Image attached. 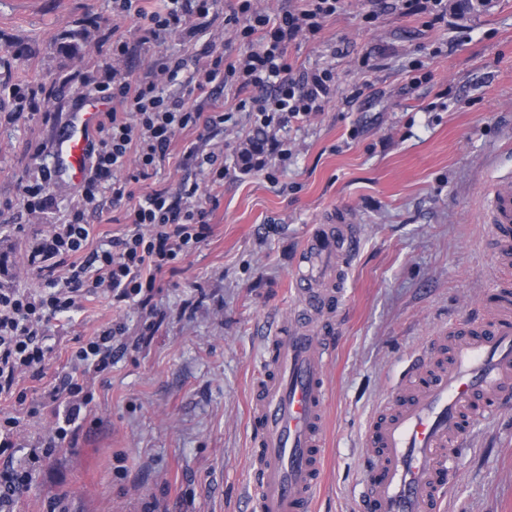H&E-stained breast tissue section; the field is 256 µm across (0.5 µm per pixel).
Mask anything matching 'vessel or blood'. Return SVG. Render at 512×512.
Instances as JSON below:
<instances>
[{
	"label": "vessel or blood",
	"mask_w": 512,
	"mask_h": 512,
	"mask_svg": "<svg viewBox=\"0 0 512 512\" xmlns=\"http://www.w3.org/2000/svg\"><path fill=\"white\" fill-rule=\"evenodd\" d=\"M98 122L77 112L54 145V170L80 182ZM489 245L512 265V180L497 181L487 197ZM361 244L348 213L316 225L301 248L293 286L302 304L271 336L274 371L254 386L251 419L256 448L248 496L252 512H314L326 460L329 384L326 364L334 338L332 313L342 281ZM447 366L430 371L423 355L405 384L373 416L365 443L373 451L362 512H440L448 462L465 429L512 406V283L481 323L459 321L436 337Z\"/></svg>",
	"instance_id": "b4317fda"
}]
</instances>
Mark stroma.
I'll return each instance as SVG.
<instances>
[{
  "instance_id": "obj_1",
  "label": "stroma",
  "mask_w": 512,
  "mask_h": 512,
  "mask_svg": "<svg viewBox=\"0 0 512 512\" xmlns=\"http://www.w3.org/2000/svg\"><path fill=\"white\" fill-rule=\"evenodd\" d=\"M366 0H344L316 36L289 45L293 70L327 67L336 93L323 112L291 121L277 137L286 167L241 175L238 141L253 120L234 86L212 106L231 113L224 129L180 138L169 160L136 191L180 193L209 174L180 162L184 145L221 153L229 173L213 189V232L175 261L156 296L164 311L147 343V317L103 293L50 318L52 353L42 380L21 378L27 406L41 405L0 469L32 477L0 512H242L252 481L253 385L267 372V338L298 304L290 276L302 242L332 210L352 213L361 251L334 316L329 456L317 512H359L367 466L366 426L405 380L427 336L476 319L500 277L486 249L485 194L512 177V0H448L447 21L390 10L368 24ZM98 18L100 30L88 21ZM138 23L112 0H0V77L60 86L55 122L23 114L0 126V281L36 291L25 268L29 240L20 180L36 150L52 153L77 106L75 71L97 70L100 31L136 41ZM128 202L102 193L88 213L92 243L109 247L126 228ZM124 326L112 363L97 374L75 447L59 444L29 467L51 434L48 394L71 373L75 340ZM445 512H512V407L475 426L448 464Z\"/></svg>"
}]
</instances>
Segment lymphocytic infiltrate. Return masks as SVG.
Returning <instances> with one entry per match:
<instances>
[{"label":"lymphocytic infiltrate","mask_w":512,"mask_h":512,"mask_svg":"<svg viewBox=\"0 0 512 512\" xmlns=\"http://www.w3.org/2000/svg\"><path fill=\"white\" fill-rule=\"evenodd\" d=\"M342 0H301L298 8L270 19L259 0H238L232 21L234 37L244 43V52L226 61L216 43H208L192 73H185L184 61L173 56L156 58L149 71L136 76L123 62L132 47L126 40L103 36L109 46V60L103 77L84 76L111 107L103 113L99 140L92 150L80 193L74 200L66 223L52 225L43 235L32 238L27 266L44 280L38 292H27L0 284V398H15L20 377L40 379L50 351L41 337L46 319L78 307L89 295L83 276L95 270V289L121 303L129 300L155 312L157 282L165 269L189 248L212 233L211 209L197 186L171 195L165 189L135 194L134 183L150 178L169 158L173 145L186 131L199 127L217 129L230 121L222 111L202 112L198 95L213 93L215 87L234 81L238 90L250 92L256 138L240 152L246 169L263 170L265 145H272L275 161L287 162L289 153L277 141L279 126L288 120L323 111L332 95L334 76L327 69L303 70L291 77L285 59L288 44L299 36L317 34L325 18L335 15ZM117 14L139 21V44L159 45L168 37L193 27L195 19L207 17L210 0L193 5L171 0L170 7L148 10L142 0H114ZM184 78L189 88L182 96L164 97L156 88L161 80ZM55 95L53 86L38 81L21 83L0 80V122L14 123L23 113L44 111ZM112 189L113 201L129 200V227L113 238L108 249L90 248L87 211L100 207L103 186ZM52 173L41 165L30 167L21 182V206L28 219L45 220L58 207ZM115 325L89 337L72 353L74 373L53 389L51 399L63 401L66 414L54 429L58 441H67L71 427L92 401L91 381L110 364L107 351L112 339L121 334Z\"/></svg>","instance_id":"f902f5d3"}]
</instances>
